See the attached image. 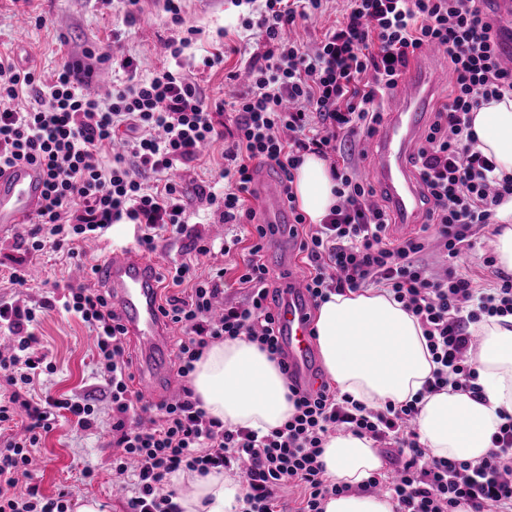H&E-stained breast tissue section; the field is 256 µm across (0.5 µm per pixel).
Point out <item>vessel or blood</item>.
<instances>
[{
	"mask_svg": "<svg viewBox=\"0 0 512 512\" xmlns=\"http://www.w3.org/2000/svg\"><path fill=\"white\" fill-rule=\"evenodd\" d=\"M482 8L494 26L503 63L512 65V0H484ZM437 79L415 64L390 93V119L372 150L373 175L381 184L387 202L401 224H415L423 210L420 194L407 169V155L423 126ZM45 177L40 166L18 162L0 170V231L28 223L39 208ZM257 188L264 200L263 222L272 230V253L277 263L287 266L288 279L283 299L276 310V331L287 354L292 377L303 386H319L317 359L310 335L311 300L301 273L293 267L294 241L288 233L292 218L280 203V187L262 178ZM95 275L109 294L112 307L138 347V387L162 399L177 388L170 367V344L159 309V281L155 269L133 250L124 249L101 256Z\"/></svg>",
	"mask_w": 512,
	"mask_h": 512,
	"instance_id": "vessel-or-blood-1",
	"label": "vessel or blood"
}]
</instances>
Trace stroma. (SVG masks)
Returning <instances> with one entry per match:
<instances>
[{"label": "stroma", "mask_w": 512, "mask_h": 512, "mask_svg": "<svg viewBox=\"0 0 512 512\" xmlns=\"http://www.w3.org/2000/svg\"><path fill=\"white\" fill-rule=\"evenodd\" d=\"M265 0H184L182 26H172L163 11V0H140L138 20L131 29L123 27L120 0H36L29 9L26 29L18 27V6L14 0H0V50L13 52L22 67L47 74L61 57L82 58L88 46L114 55L137 59L140 75L147 76L165 67L183 63L193 74L208 105H222L242 88L239 76L253 60L260 37L243 30L241 21L256 16ZM346 0H326L321 16L299 23L291 36L312 46L323 39L344 16ZM124 29L121 42H113L112 32ZM191 36L180 59H172L166 49L170 38ZM223 52L224 62L208 70L199 69L203 56ZM224 166L221 144L205 147L188 167L174 170L187 192L192 221L204 236L234 238L243 234L244 225L221 223L195 194L201 183L219 180ZM94 258L88 253L77 257L45 249L29 262L30 280L24 287L12 285L8 270L0 267V298L30 307L46 299L61 298L68 286L96 287L91 277H76V269H89ZM35 333L56 366L45 377L42 389L52 396L80 395L102 388L92 333L77 316L56 307L40 314ZM92 468L93 479L83 476ZM34 482L42 494L55 496L59 490L72 493V506L85 499L100 502L101 512H124L123 499L112 487V411L108 400L98 403V423L83 431L73 422L58 419L44 434L33 458Z\"/></svg>", "instance_id": "obj_1"}]
</instances>
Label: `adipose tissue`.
Segmentation results:
<instances>
[{"label":"adipose tissue","instance_id":"obj_1","mask_svg":"<svg viewBox=\"0 0 512 512\" xmlns=\"http://www.w3.org/2000/svg\"><path fill=\"white\" fill-rule=\"evenodd\" d=\"M478 147L500 173L512 175V99L493 101L474 112ZM337 184L327 160L303 155L293 192L310 223H321L337 203ZM314 333L327 376L341 393L369 407L398 406L420 397L418 440L438 458L476 461L491 449L504 415L512 416V316L480 323L477 353L480 396L450 389L422 395L434 364L418 319L392 296L376 290L331 295L320 304ZM190 383L212 417L225 426H244L265 435L294 412L278 363L247 337L211 343L196 362ZM326 475L349 485L328 497L323 512H395L390 494L362 492L382 461L373 439L340 431L323 444ZM192 487L180 498L182 512H243L245 487L239 477L213 471L180 474Z\"/></svg>","mask_w":512,"mask_h":512}]
</instances>
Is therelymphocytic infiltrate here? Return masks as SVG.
<instances>
[{
	"label": "lymphocytic infiltrate",
	"instance_id": "obj_1",
	"mask_svg": "<svg viewBox=\"0 0 512 512\" xmlns=\"http://www.w3.org/2000/svg\"><path fill=\"white\" fill-rule=\"evenodd\" d=\"M323 0H265L245 29H258L264 51L249 70L243 91L230 103L235 130L224 133L198 83L177 70L143 77L133 57L117 58L127 74L101 99L85 92L91 77L84 61L64 58L49 74L16 66L0 52V167L19 161L42 167L43 201L32 218L25 250L46 245L61 250L101 236L115 224H131L145 250L165 234L186 239V250L213 253L214 240L190 225L181 182L170 173L197 157L201 145L227 139L224 190L198 187V198L220 211L225 223L250 224L255 238L238 276L246 294L224 296V269L193 281L190 264L159 274L161 283L193 286L186 296L169 295L160 309L178 325L175 344L177 398L141 403L131 387L132 357L125 329L109 304L108 292L69 288L64 311L77 315L95 333L104 393L112 409V482L131 494L125 512H182L170 489L181 471L206 474L236 470L246 478L245 512H276L279 491H300L299 512H323L327 497L348 493L332 482L319 460L326 438L339 431L392 441L402 466L394 476L371 477L364 491L385 488L397 512H512V416L492 437L479 461L426 458L418 442L416 402L375 410L340 393L329 383L301 389L289 381L294 415L269 434L226 427L203 409L189 375L211 343L245 336L272 357L285 353L276 336L277 291L263 260L266 233L246 200L254 196L257 166L280 180L294 221L297 250L307 266L312 305L332 294L368 288L390 293L421 323L435 368L423 391L452 388L479 395L473 327L484 319L512 315V279L473 277L456 261L473 248V238L489 226L494 209L512 196V176H497L496 164L477 146L471 114L490 101L512 98V68L496 51V35L481 0H347L346 16L313 48L285 38L286 29L309 19ZM426 45L447 58L454 83L434 113L412 156L427 221L419 235L391 239L388 208L372 205L374 189L359 176L348 155L357 140L380 125L388 92ZM121 153L105 159L106 146ZM329 159L336 181V206L319 224L307 223L291 184L304 154ZM156 176L146 186V176ZM449 259L444 274L426 261L431 248ZM35 308L0 300V329L11 342L0 349V376L11 386L0 399V512H70V495L40 493L29 478L43 433L60 413L83 430L98 421L93 395L22 398L54 366L33 331ZM28 422L23 435L10 428L18 413Z\"/></svg>",
	"mask_w": 512,
	"mask_h": 512
}]
</instances>
